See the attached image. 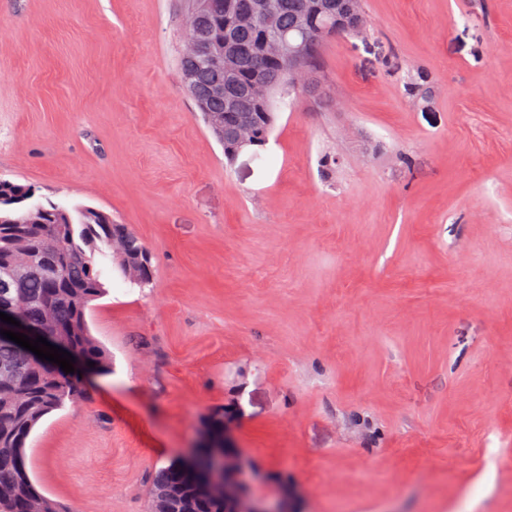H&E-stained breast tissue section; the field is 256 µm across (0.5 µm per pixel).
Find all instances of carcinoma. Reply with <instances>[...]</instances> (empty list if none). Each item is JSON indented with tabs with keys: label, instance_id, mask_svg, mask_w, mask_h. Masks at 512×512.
<instances>
[{
	"label": "carcinoma",
	"instance_id": "1",
	"mask_svg": "<svg viewBox=\"0 0 512 512\" xmlns=\"http://www.w3.org/2000/svg\"><path fill=\"white\" fill-rule=\"evenodd\" d=\"M256 0H210L202 19L215 58L197 60L186 88L208 129L233 162L238 129L251 127L252 146H266L279 109L277 94L291 92L288 55L268 50V40L283 37L304 60L301 70L320 72L325 41L356 33L362 0H276L274 15L250 26L236 17ZM218 80L231 89V102L214 99ZM34 191L0 180V312L22 320L30 338L42 336L80 363L66 373L57 364L0 337V512H56L54 503L32 481L26 466L27 440L48 414L87 397L78 371L106 363L90 335L87 312L105 290L95 269V255L109 249L121 272L143 261L139 285L153 277L148 250L126 224L95 208L74 211L47 202L21 209ZM204 429L224 432V410L212 412ZM151 512H226L210 497L201 477L169 463L159 468L151 493Z\"/></svg>",
	"mask_w": 512,
	"mask_h": 512
}]
</instances>
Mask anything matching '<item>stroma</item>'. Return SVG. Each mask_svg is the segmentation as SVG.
Returning a JSON list of instances; mask_svg holds the SVG:
<instances>
[{
    "mask_svg": "<svg viewBox=\"0 0 512 512\" xmlns=\"http://www.w3.org/2000/svg\"><path fill=\"white\" fill-rule=\"evenodd\" d=\"M261 163L177 66L182 0H0V178L129 225L108 371L27 441L59 512H150L216 409L301 512H512V0H363Z\"/></svg>",
    "mask_w": 512,
    "mask_h": 512,
    "instance_id": "35a3bbf8",
    "label": "stroma"
}]
</instances>
